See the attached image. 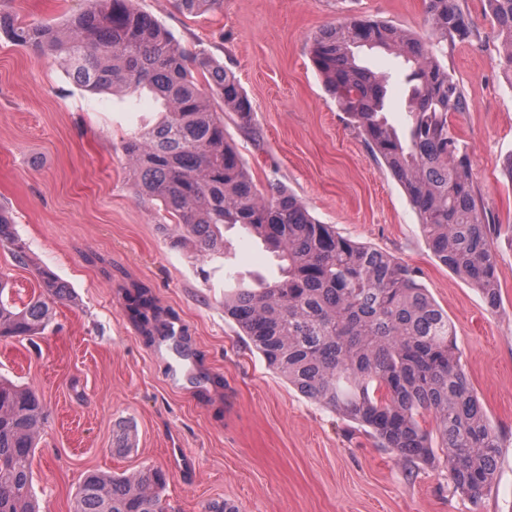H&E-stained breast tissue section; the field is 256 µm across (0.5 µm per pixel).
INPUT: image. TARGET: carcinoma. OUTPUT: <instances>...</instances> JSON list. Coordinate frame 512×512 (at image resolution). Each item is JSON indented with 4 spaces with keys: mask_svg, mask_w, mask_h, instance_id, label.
Wrapping results in <instances>:
<instances>
[{
    "mask_svg": "<svg viewBox=\"0 0 512 512\" xmlns=\"http://www.w3.org/2000/svg\"><path fill=\"white\" fill-rule=\"evenodd\" d=\"M222 0H177L181 10L214 11ZM499 41L500 66L512 88V0H486ZM424 34L352 16L320 30L312 63L340 111L403 186L433 255L501 305L491 247L501 225L488 223L471 177L468 146L451 116L469 103L445 57L472 30L459 0H425ZM0 32L15 44L60 58L84 88L115 87L151 95L160 117L131 132L123 151L139 193L161 204L170 223L161 234L199 261L224 255V225L262 239L283 262L282 278L224 296V314L267 366L304 396L370 430L407 463H433L442 451L456 492L478 500L493 483L499 437L464 372L455 330L420 283L395 257L336 234L278 183L257 190L228 139L224 115L243 129L253 108L235 74L206 50L188 54L133 0H86L60 28L23 23L0 11ZM401 59L408 89L407 130L386 117L389 80L360 64L358 50ZM0 246L25 264L27 244L0 207ZM39 292L16 302L0 276V337L42 336L51 305L69 299L67 285L36 269ZM131 318L149 335L183 352L177 317L161 312L147 289L126 295ZM47 417L33 390L0 375V512H40L32 459ZM165 474L89 472L73 512H171Z\"/></svg>",
    "mask_w": 512,
    "mask_h": 512,
    "instance_id": "1",
    "label": "carcinoma"
}]
</instances>
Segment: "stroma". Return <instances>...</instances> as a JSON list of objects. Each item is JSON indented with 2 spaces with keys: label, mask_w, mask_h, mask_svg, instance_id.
Segmentation results:
<instances>
[{
  "label": "stroma",
  "mask_w": 512,
  "mask_h": 512,
  "mask_svg": "<svg viewBox=\"0 0 512 512\" xmlns=\"http://www.w3.org/2000/svg\"><path fill=\"white\" fill-rule=\"evenodd\" d=\"M472 23L448 52L469 111L453 125L469 146L472 179L490 221L512 224V88L504 82L486 0H459ZM188 51L234 72L254 109L252 130L227 122L230 142L259 190L278 182L337 234L415 268L448 314L463 369L499 435L496 477L479 501L455 492L445 462L407 464L359 425L298 393L224 314V280L256 287L280 278L278 259L236 227L225 258L194 261L158 230L164 217L138 196L122 144L149 122L146 101L93 94L54 57L0 35V207L27 242L31 264L0 247V275L28 298L36 267L66 283L35 341L0 340V375L30 387L47 419L33 458L42 512H72L87 472L162 469L174 512L224 499L239 512H512V234L495 236L501 305L437 260L402 185L374 157L325 89L309 54L320 29L366 15L422 31L423 0H224L204 14L176 0H134ZM84 0H0L26 21L64 23ZM365 65L393 73L387 118L407 125L398 62L379 51ZM148 286L185 325L208 381L171 383L169 354L124 310ZM133 444L115 449L121 429Z\"/></svg>",
  "instance_id": "35a3bbf8"
}]
</instances>
